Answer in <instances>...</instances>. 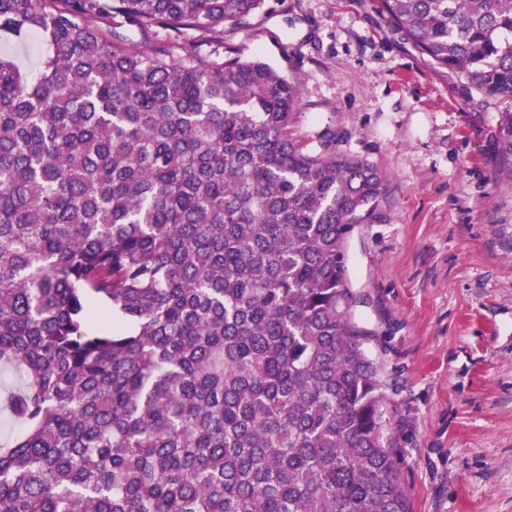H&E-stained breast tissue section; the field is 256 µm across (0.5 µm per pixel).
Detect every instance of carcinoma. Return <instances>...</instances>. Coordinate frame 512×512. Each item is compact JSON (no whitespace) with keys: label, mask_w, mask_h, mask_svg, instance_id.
Listing matches in <instances>:
<instances>
[{"label":"carcinoma","mask_w":512,"mask_h":512,"mask_svg":"<svg viewBox=\"0 0 512 512\" xmlns=\"http://www.w3.org/2000/svg\"><path fill=\"white\" fill-rule=\"evenodd\" d=\"M264 0H0V512H412L346 249L380 172L294 137V80L224 41ZM512 101V0H378ZM499 149L512 158V112ZM0 45V53L10 54L21 67L31 72L37 71L46 53L45 46L34 41H17L1 36Z\"/></svg>","instance_id":"1"}]
</instances>
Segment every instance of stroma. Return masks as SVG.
<instances>
[{
	"label": "stroma",
	"mask_w": 512,
	"mask_h": 512,
	"mask_svg": "<svg viewBox=\"0 0 512 512\" xmlns=\"http://www.w3.org/2000/svg\"><path fill=\"white\" fill-rule=\"evenodd\" d=\"M224 55L295 79V134L322 132L382 173L347 243L413 512H512V103L434 67L375 0H265Z\"/></svg>",
	"instance_id": "obj_1"
}]
</instances>
